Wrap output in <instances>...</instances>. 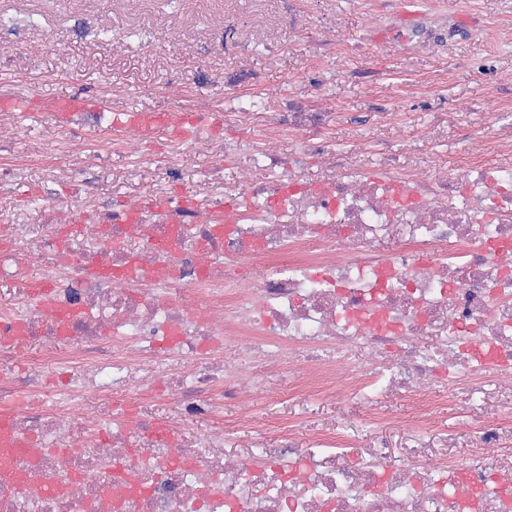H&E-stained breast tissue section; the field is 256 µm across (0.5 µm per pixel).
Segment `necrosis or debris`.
<instances>
[{
  "label": "necrosis or debris",
  "mask_w": 512,
  "mask_h": 512,
  "mask_svg": "<svg viewBox=\"0 0 512 512\" xmlns=\"http://www.w3.org/2000/svg\"><path fill=\"white\" fill-rule=\"evenodd\" d=\"M103 118L80 113L51 143L83 192L106 181L84 163L108 140L80 135ZM323 124L296 101L270 113L267 137L309 134L291 159L245 146L271 176L239 209L225 208L234 187L217 168L190 205L170 196L154 212L111 198L0 211L12 230L0 278L30 288L0 312V349L41 343L25 376L0 373V396H25L8 425L16 447L0 443V512H512V467L483 450L462 468L411 453L387 468L380 448L345 467L285 436L227 457L223 434L185 441L159 410L163 398L180 417L219 413L241 385L263 390L272 366L308 388L343 368L356 378L346 401L369 408L422 382L485 396L512 385V162L419 179L395 157L375 170L342 159L311 182L305 157L330 151ZM202 129L224 156L217 113L196 112L167 155L134 157L129 177H176ZM381 239L394 249L375 251ZM35 288L50 294L34 301ZM423 336L434 344L419 346ZM139 381L151 388L132 413L86 411L90 396L120 398Z\"/></svg>",
  "instance_id": "1"
}]
</instances>
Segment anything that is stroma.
I'll return each mask as SVG.
<instances>
[{"mask_svg":"<svg viewBox=\"0 0 512 512\" xmlns=\"http://www.w3.org/2000/svg\"><path fill=\"white\" fill-rule=\"evenodd\" d=\"M280 9V0H0V27L16 29L25 47L24 53L0 56V94L76 93L114 101L121 110L157 108L160 90L194 102L211 94L199 71L205 57L219 72L257 73L245 95L261 100V108L248 115L229 110L224 118L225 140L250 143L264 136L266 111L283 98L301 96L292 75L321 62L351 72L330 79L326 96L308 99L324 112L323 132L337 156L349 157L363 141V158L375 167L386 155L406 156L407 144L421 137L426 150L412 161L420 176L462 166L474 152L485 160L512 156V0H296L300 31H329L331 52L319 61L292 47L273 51L268 40L256 37ZM228 15L242 25L246 55L225 56L218 38L203 33ZM424 16L440 20L429 45L395 52L398 33ZM21 126L33 129L38 155L46 151L47 134L61 129L46 112L0 113V151ZM129 161L121 149L106 153L105 172L115 191L136 203L157 198L154 178H125ZM218 163L237 185L236 202L248 204L262 171L240 156L216 161L204 146L188 151L181 176L168 184L170 193L194 199ZM70 195V185L52 180L39 159L22 181L0 184V201H64ZM511 409L512 388L489 398L450 389L434 400L424 392L407 399L387 395L375 410L350 413L273 370L263 391L225 402L221 415L187 418L178 427L190 439L223 432L228 455L247 453L260 437L277 445L276 427L286 423L300 448L334 439L343 450L336 461L345 466L381 442L388 466L413 448L461 466L480 445L479 429Z\"/></svg>","mask_w":512,"mask_h":512,"instance_id":"1","label":"stroma"}]
</instances>
